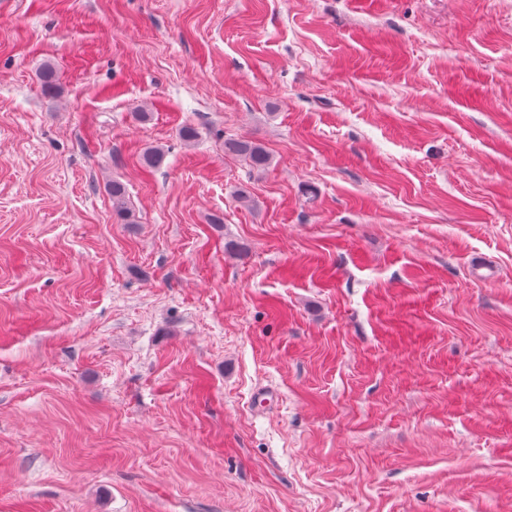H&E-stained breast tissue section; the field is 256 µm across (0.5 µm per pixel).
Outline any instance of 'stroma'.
Wrapping results in <instances>:
<instances>
[{"mask_svg": "<svg viewBox=\"0 0 512 512\" xmlns=\"http://www.w3.org/2000/svg\"><path fill=\"white\" fill-rule=\"evenodd\" d=\"M0 512H512V0H0ZM224 151L242 157L252 170L261 172L269 168L271 157L260 143L248 138L225 140ZM112 209L115 215L125 224L134 223L132 212L128 207L127 190L123 183L112 181Z\"/></svg>", "mask_w": 512, "mask_h": 512, "instance_id": "1", "label": "stroma"}]
</instances>
